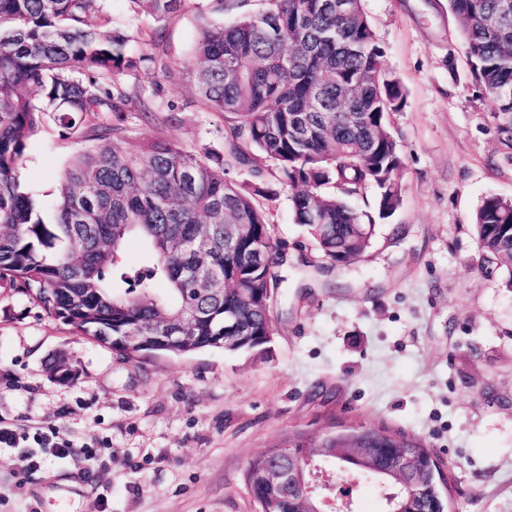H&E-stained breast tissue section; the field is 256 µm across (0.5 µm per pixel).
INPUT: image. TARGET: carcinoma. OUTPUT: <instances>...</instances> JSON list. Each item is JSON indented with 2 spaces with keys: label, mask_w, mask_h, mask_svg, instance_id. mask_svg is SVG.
<instances>
[{
  "label": "carcinoma",
  "mask_w": 512,
  "mask_h": 512,
  "mask_svg": "<svg viewBox=\"0 0 512 512\" xmlns=\"http://www.w3.org/2000/svg\"><path fill=\"white\" fill-rule=\"evenodd\" d=\"M98 0H0V288L31 299L44 313L112 347L132 361L118 337L137 327L155 335L167 323L183 342L167 353L204 349L267 353L273 272L280 244L255 203L265 172L255 153L276 164V180L295 189L289 201L320 258L332 266L361 257L378 221L403 202L400 145L390 129L407 93L384 63L362 0L351 10L329 0H198L202 23L188 70L206 109L224 118L227 149L198 156L170 141L128 139L130 115L148 118L143 98L115 83L119 75L157 69L162 56L135 52L123 30L89 23ZM161 23L187 0H127ZM458 17L471 71L497 104L500 134L512 144V13L503 0H448ZM236 16L226 22V13ZM112 114L94 130V148L77 154L61 180L52 221L20 178L29 141L48 117L76 131L89 116ZM252 171L251 186L227 178ZM375 193L373 205L354 201ZM248 224L233 256L224 254V226ZM473 226L487 262L512 289V201L483 199ZM150 254L139 268L124 261L126 245ZM165 292L159 293L158 286ZM236 341L224 345V324ZM394 446L425 466L421 494L392 477L380 491L386 512H445L451 486L432 451L414 437L354 429L310 442L294 433L293 460L267 448L248 462L246 479L265 512H311L303 499L269 476L274 467L313 456L341 467L342 447Z\"/></svg>",
  "instance_id": "cac0c4a2"
}]
</instances>
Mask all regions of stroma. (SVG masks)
Wrapping results in <instances>:
<instances>
[{
  "label": "stroma",
  "instance_id": "1",
  "mask_svg": "<svg viewBox=\"0 0 512 512\" xmlns=\"http://www.w3.org/2000/svg\"><path fill=\"white\" fill-rule=\"evenodd\" d=\"M109 22L150 47L152 17L99 0ZM384 63L407 104L390 128L404 156L403 204L345 265L322 263L294 224L290 191L260 206L286 259L264 354L210 349L123 359L28 298L0 288V512H258L249 460L287 444L371 427L431 448L451 485V512H512V290L486 263L472 227L482 200L512 201V145L493 98L473 79L448 0H363ZM200 18L170 16L160 53L171 76H118L158 111L134 139H177L195 154L225 148L185 74ZM89 128L53 122L28 144V189L53 208ZM65 357L72 381L55 380ZM54 427L70 456L35 443Z\"/></svg>",
  "mask_w": 512,
  "mask_h": 512
}]
</instances>
